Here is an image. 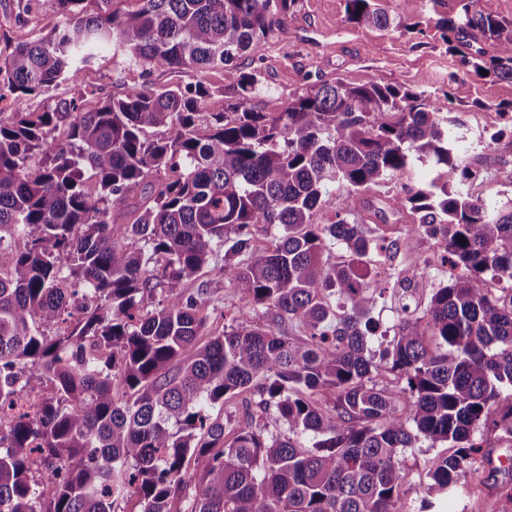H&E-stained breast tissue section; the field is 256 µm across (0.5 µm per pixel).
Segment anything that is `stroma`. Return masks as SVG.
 I'll return each instance as SVG.
<instances>
[{
    "instance_id": "stroma-1",
    "label": "stroma",
    "mask_w": 512,
    "mask_h": 512,
    "mask_svg": "<svg viewBox=\"0 0 512 512\" xmlns=\"http://www.w3.org/2000/svg\"><path fill=\"white\" fill-rule=\"evenodd\" d=\"M382 5L390 16L409 23L422 22L423 34L359 28L347 21L345 0H301L299 11L285 20L256 54L239 61L240 67L257 70L264 87L251 99L252 110L276 114L287 107L294 92L338 79L351 85L375 81L441 97L448 91L450 74L461 75L462 86L448 108L463 124L465 163L486 173L473 190L492 205L512 202V80L465 74L449 53L435 23L455 15L457 0H383ZM62 22L54 0H39L28 15L19 14L16 0H0V50L19 41L48 36ZM199 83L211 92L206 111L221 112L231 104V96L224 92L223 67L173 70L131 61L116 68L107 57L81 67L73 79L60 84L52 97L79 96L82 111L90 112L104 99L122 96L142 84L160 91ZM399 247L405 271L421 266L428 269L427 277L417 282L420 290L430 291L444 279L433 243H418L404 233ZM443 449V444L424 441L404 454V488L411 505H418L424 496V473L430 459ZM435 509L502 512V503L494 489L464 478L458 493L438 500Z\"/></svg>"
}]
</instances>
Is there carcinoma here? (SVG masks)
<instances>
[{
	"instance_id": "carcinoma-1",
	"label": "carcinoma",
	"mask_w": 512,
	"mask_h": 512,
	"mask_svg": "<svg viewBox=\"0 0 512 512\" xmlns=\"http://www.w3.org/2000/svg\"><path fill=\"white\" fill-rule=\"evenodd\" d=\"M137 2L56 0L64 25L13 46L0 100L20 106L106 48L115 65L220 64L236 100L207 113L200 84L142 86L93 112L73 96L0 115V512H115L128 496L172 512L191 483L182 512H410L401 456L423 440L455 451L430 460L418 512L466 474L512 503V456L476 436L512 440V210L470 192L451 93L338 79L255 112L257 75L232 62L300 0ZM345 2L360 28L422 33L380 0ZM473 6L437 21L448 50L477 30L492 53L460 64L512 79V20ZM260 224L277 235L258 241ZM399 228L448 269L427 298L395 270ZM221 253L240 306L197 348L219 300L184 280ZM389 299L376 353L370 313ZM259 307L274 325L251 320ZM247 392L243 421L211 413Z\"/></svg>"
}]
</instances>
